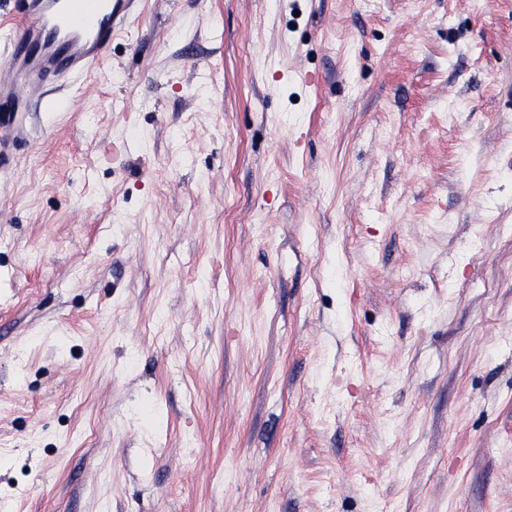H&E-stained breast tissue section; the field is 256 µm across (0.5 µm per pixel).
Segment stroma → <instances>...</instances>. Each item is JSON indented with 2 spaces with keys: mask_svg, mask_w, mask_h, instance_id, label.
<instances>
[{
  "mask_svg": "<svg viewBox=\"0 0 512 512\" xmlns=\"http://www.w3.org/2000/svg\"><path fill=\"white\" fill-rule=\"evenodd\" d=\"M17 123L0 512H512V0H136Z\"/></svg>",
  "mask_w": 512,
  "mask_h": 512,
  "instance_id": "1",
  "label": "stroma"
}]
</instances>
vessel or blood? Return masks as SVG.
I'll list each match as a JSON object with an SVG mask.
<instances>
[{
	"label": "vessel or blood",
	"mask_w": 512,
	"mask_h": 512,
	"mask_svg": "<svg viewBox=\"0 0 512 512\" xmlns=\"http://www.w3.org/2000/svg\"><path fill=\"white\" fill-rule=\"evenodd\" d=\"M115 0H21L11 49L0 59V129L31 99L72 74L90 72L115 33Z\"/></svg>",
	"instance_id": "b4317fda"
}]
</instances>
